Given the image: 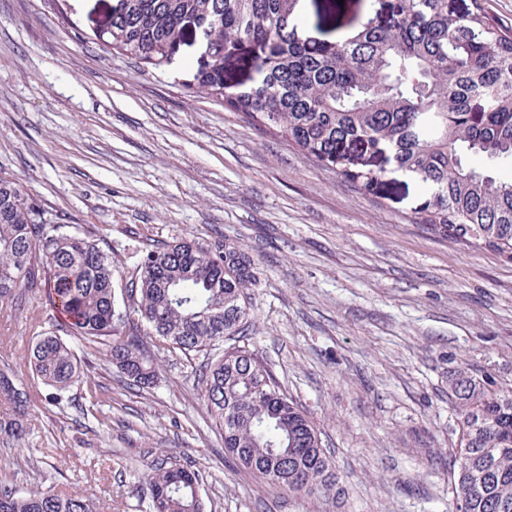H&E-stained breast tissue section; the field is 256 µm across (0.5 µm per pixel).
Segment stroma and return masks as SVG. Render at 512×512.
<instances>
[{
	"label": "stroma",
	"instance_id": "stroma-1",
	"mask_svg": "<svg viewBox=\"0 0 512 512\" xmlns=\"http://www.w3.org/2000/svg\"><path fill=\"white\" fill-rule=\"evenodd\" d=\"M109 0H0V176L71 231L93 228L122 285L150 245L224 238L261 271L243 341L312 416L342 495H293L236 470L201 398L200 357L162 353L141 391L95 361L93 416L38 397L30 434L0 443L19 491H79L150 512L144 474L200 475L206 512H452L450 390L512 386V264L414 223L425 188L387 171L364 190L197 92L199 35L151 68L108 50ZM0 319V362L33 321Z\"/></svg>",
	"mask_w": 512,
	"mask_h": 512
}]
</instances>
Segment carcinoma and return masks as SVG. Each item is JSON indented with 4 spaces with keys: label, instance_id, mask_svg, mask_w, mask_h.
<instances>
[{
    "label": "carcinoma",
    "instance_id": "carcinoma-1",
    "mask_svg": "<svg viewBox=\"0 0 512 512\" xmlns=\"http://www.w3.org/2000/svg\"><path fill=\"white\" fill-rule=\"evenodd\" d=\"M375 2L330 41L304 34L301 0H112L104 42L157 68L202 34L209 62L194 74L197 88L361 187L385 169L361 165L352 175L337 157L389 152L393 168L427 190L416 223L512 264V180L490 175L512 161V29L478 3L456 14L448 0H390L383 15ZM232 62L248 80H227ZM466 153L484 167L468 166ZM258 283L243 245L183 238L149 250L119 291L112 252L94 230L69 231L0 176V315L18 317L37 297L49 306L48 328L37 322L23 360L0 368V397L12 405L0 438L25 440L33 387L61 400L103 348L106 366L138 389L158 380L155 353L205 352L202 396L237 466L288 493L336 499L339 478L310 413L255 351L214 352L243 334ZM451 392L453 512H512V387L462 376ZM144 482L153 512H205L192 469L152 464ZM0 512L96 509L77 492L21 494L0 480Z\"/></svg>",
    "mask_w": 512,
    "mask_h": 512
}]
</instances>
